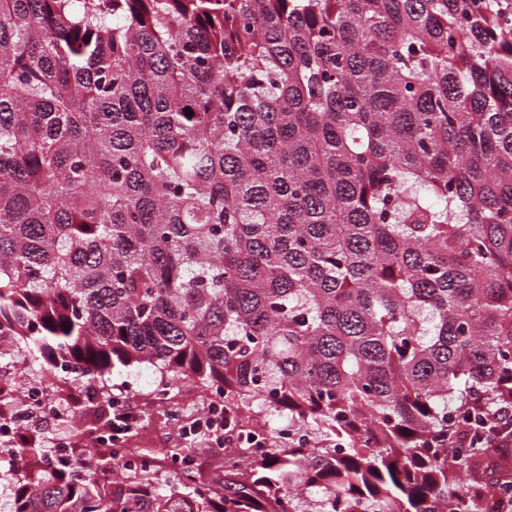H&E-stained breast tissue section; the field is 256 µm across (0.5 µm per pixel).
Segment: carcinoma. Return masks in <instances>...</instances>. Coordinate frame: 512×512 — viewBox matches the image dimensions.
Here are the masks:
<instances>
[{
	"label": "carcinoma",
	"instance_id": "obj_1",
	"mask_svg": "<svg viewBox=\"0 0 512 512\" xmlns=\"http://www.w3.org/2000/svg\"><path fill=\"white\" fill-rule=\"evenodd\" d=\"M18 353L74 410L118 365L196 379L237 444L167 488L24 432L0 512H483L512 489L484 409L512 402V0H0ZM272 413L316 442L257 452Z\"/></svg>",
	"mask_w": 512,
	"mask_h": 512
}]
</instances>
